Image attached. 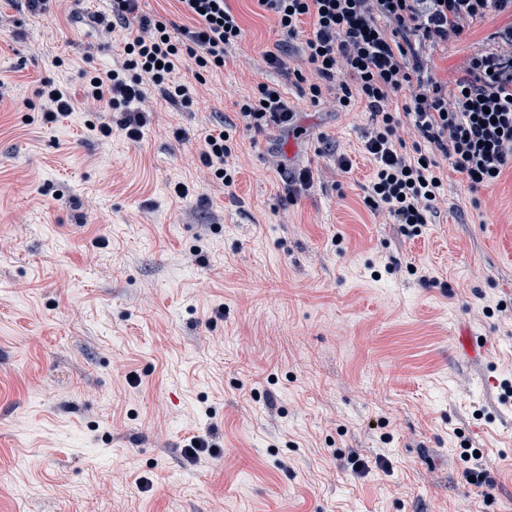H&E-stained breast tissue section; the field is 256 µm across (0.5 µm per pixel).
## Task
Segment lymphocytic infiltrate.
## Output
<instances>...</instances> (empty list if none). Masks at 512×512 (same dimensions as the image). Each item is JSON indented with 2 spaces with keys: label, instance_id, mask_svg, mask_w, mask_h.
I'll return each instance as SVG.
<instances>
[{
  "label": "lymphocytic infiltrate",
  "instance_id": "lymphocytic-infiltrate-1",
  "mask_svg": "<svg viewBox=\"0 0 512 512\" xmlns=\"http://www.w3.org/2000/svg\"><path fill=\"white\" fill-rule=\"evenodd\" d=\"M288 38H301L307 66H292L289 52L264 56L268 67L294 76L300 92L318 104L327 92L347 104L361 103L374 126L364 147L376 170L364 202L392 223L411 228L429 223L441 195V161L463 176L475 192L512 169V22L499 27L491 47L471 53L458 77H437L426 53L468 39L487 20L510 16L512 0H257ZM189 18L178 40L168 26L143 15L139 0H111L109 12L96 15L101 32L125 30L121 68L87 75L88 102L120 112V128L139 141L150 118L153 93L170 104L190 106L189 88L176 74L191 71L196 80L223 69L227 54L242 37L237 16L226 0H178ZM309 32H302L303 22ZM246 130L262 134L291 130L297 109L276 86L257 83L238 104ZM233 147L222 129L204 139L201 165L212 183L232 186Z\"/></svg>",
  "mask_w": 512,
  "mask_h": 512
}]
</instances>
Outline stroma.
I'll return each instance as SVG.
<instances>
[{
    "mask_svg": "<svg viewBox=\"0 0 512 512\" xmlns=\"http://www.w3.org/2000/svg\"><path fill=\"white\" fill-rule=\"evenodd\" d=\"M227 5L244 33L223 72H180L193 105L153 97L133 142L80 106L83 70L121 60L92 23L110 0H0V512H512V176L473 193L442 163L436 216L403 235L363 203L370 112L307 103L264 62L274 21ZM45 78L75 104L52 127ZM258 82L297 105L295 131L239 128ZM220 125L226 189L197 157ZM458 326L483 349H457ZM194 436L210 448L190 462Z\"/></svg>",
    "mask_w": 512,
    "mask_h": 512,
    "instance_id": "obj_1",
    "label": "stroma"
}]
</instances>
